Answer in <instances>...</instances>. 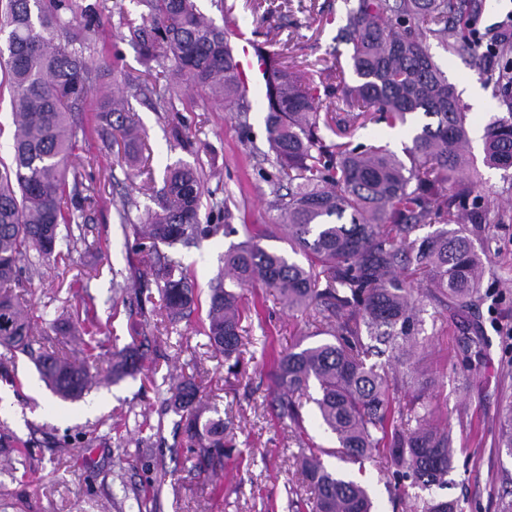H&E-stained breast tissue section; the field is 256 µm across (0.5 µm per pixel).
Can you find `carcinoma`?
<instances>
[{
  "instance_id": "cac0c4a2",
  "label": "carcinoma",
  "mask_w": 512,
  "mask_h": 512,
  "mask_svg": "<svg viewBox=\"0 0 512 512\" xmlns=\"http://www.w3.org/2000/svg\"><path fill=\"white\" fill-rule=\"evenodd\" d=\"M147 12L133 34L148 70L174 72L187 87L200 88L230 112H248L239 90L234 57L224 28L202 15L196 0H140ZM482 0H347L341 37L352 45L356 81L344 85L342 104L351 125L372 112L392 125L422 113L435 119L415 131L400 158L381 146L361 149L328 144L320 134L324 102L318 88L280 54L268 53L272 76L265 88L267 141L276 173L266 176L275 198L278 226L286 231L298 263L261 245L263 235L224 252V268L210 288L206 337L224 361L239 362L243 345L241 288H261L332 340L274 360L278 416L302 429L300 399L307 396L322 424L336 435L340 453L353 464L390 462L396 474L427 488L448 474L454 440L448 424L432 422L433 410L398 392L415 371L425 332L427 304L439 316L472 333L464 350L480 347L482 331L471 316L489 300L482 288L484 258L474 244L483 214L466 209L484 197L474 162L465 157L467 113L429 47L436 40L454 53L482 56L474 17ZM99 28L98 5L74 0H0V88L10 95L13 126L11 162L0 161V347L15 358L34 360L51 391L62 400L81 398L101 374L98 329L84 309L59 315L45 335L74 336L83 346L79 361L49 351L36 338L29 305L22 301L21 258L41 259L71 251L78 216L67 207L83 174L71 164L75 128L91 86L109 66L85 51ZM498 64L482 72L509 112L485 127L483 164L512 168V36L495 42ZM164 112L174 111L171 83L139 85ZM98 128L119 133L125 158L139 160L136 119L122 97L106 94L96 105ZM203 187L197 168L167 167L157 208L133 227L139 241L141 276L152 278L160 314L174 325L192 316L197 295L191 270L175 257L178 245L198 244L219 232L238 233L225 223L229 212L215 200L201 215ZM456 225L452 231L449 225ZM424 225L437 226L417 238ZM143 337L112 354V377L140 373L146 359ZM163 402L184 423L192 470L213 479L223 475L231 422L205 416L210 410L194 375L168 385ZM501 447L512 456V403L501 413ZM324 448L299 441L294 455L299 480L311 496V512H372L367 489L327 468ZM0 474L14 477L27 467L25 443L0 432ZM422 512H463L458 501L426 502Z\"/></svg>"
}]
</instances>
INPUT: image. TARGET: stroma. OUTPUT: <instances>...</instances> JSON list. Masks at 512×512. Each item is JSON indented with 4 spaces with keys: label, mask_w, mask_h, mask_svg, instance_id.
I'll use <instances>...</instances> for the list:
<instances>
[{
    "label": "stroma",
    "mask_w": 512,
    "mask_h": 512,
    "mask_svg": "<svg viewBox=\"0 0 512 512\" xmlns=\"http://www.w3.org/2000/svg\"><path fill=\"white\" fill-rule=\"evenodd\" d=\"M102 27L91 56L109 50L120 56L126 75H142L139 47L126 25L139 19V0H96ZM199 10L226 30L246 32L267 50L308 72L320 91H335L337 65H348L352 48L338 42L345 22V0H196ZM430 51L457 93L481 82L482 63L447 51L431 42ZM111 71L101 72L84 112V133L78 134L75 165L84 179L83 234L70 253L42 263L30 257L24 263L22 293L32 308L35 334L46 320L94 298L101 327V354L130 343L145 323L127 312H114L112 273L137 277L140 256L132 225L143 223L152 191L161 187L166 166L184 162L197 167L205 194L224 200L228 221L271 229L276 212L263 176L271 172L266 159L263 98L250 102L246 126L233 113L214 105L204 91H185L175 99L184 119L185 143L177 145L166 113L155 111L150 100L128 87L130 108L139 119L142 152L148 166L118 160L115 149L94 130V108L103 92L112 88ZM416 114L412 125L389 126L373 120L365 127L339 136L323 129L326 141L352 145H382L402 153L411 141L412 126L424 124ZM488 193L482 201L484 230L475 240L486 255L484 287L494 293L492 308L482 309L480 321L486 344L480 356L462 354L463 338L451 324H433L425 312L428 341L416 370L426 389L411 385L403 398L424 394L436 409L438 421L453 426L455 455L444 483L418 489L397 479L393 470L365 468L324 457L336 471L360 476L373 500V512H412L415 498L460 499L464 512H501L512 484V456L499 446L500 413L512 394V174L482 168ZM134 191L138 206L121 224L113 203ZM230 238L216 236L201 247L183 250L200 300L224 265ZM244 306H258L259 316L244 325L252 340L237 368L209 354L200 321H182L160 336L145 361L146 370L120 381L101 378L76 401L57 398L41 380L34 363L18 356L9 366L11 380L0 378V430L27 441L32 459L24 475L0 476V512H138L135 494L151 490L150 512H308L307 494L295 477L292 458L297 450L291 429L279 419L272 402L270 375L275 353L316 344L315 327L288 312L271 295L242 296ZM201 373L203 394L219 414L232 418V446L224 455L221 482L191 471L184 435L175 414L164 412L157 382ZM74 444V452L52 456L59 444ZM157 448L153 470H144L139 449Z\"/></svg>",
    "instance_id": "35a3bbf8"
}]
</instances>
